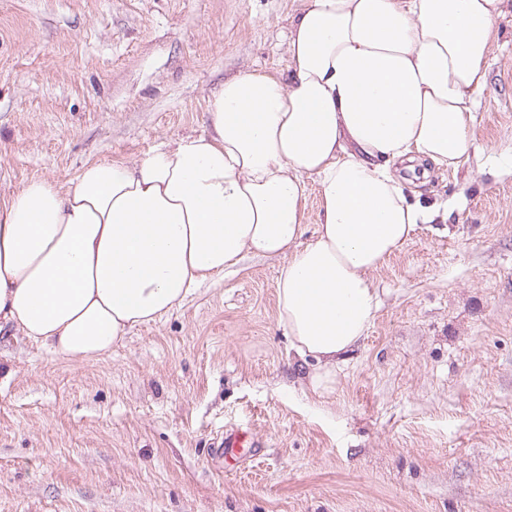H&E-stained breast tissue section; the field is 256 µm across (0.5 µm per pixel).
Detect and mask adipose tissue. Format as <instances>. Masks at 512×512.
I'll return each instance as SVG.
<instances>
[{"label":"adipose tissue","mask_w":512,"mask_h":512,"mask_svg":"<svg viewBox=\"0 0 512 512\" xmlns=\"http://www.w3.org/2000/svg\"><path fill=\"white\" fill-rule=\"evenodd\" d=\"M501 4L307 0L286 73L225 80L209 132L0 205V323L51 356L100 359L246 257H281L278 323L329 389L374 316L368 272L440 214L410 202L394 164L469 158ZM309 183L310 190L306 201L304 224H306L307 227V235L311 236L316 230L317 224H319L320 198L318 195L316 184L313 182Z\"/></svg>","instance_id":"1"}]
</instances>
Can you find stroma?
<instances>
[{
	"mask_svg": "<svg viewBox=\"0 0 512 512\" xmlns=\"http://www.w3.org/2000/svg\"><path fill=\"white\" fill-rule=\"evenodd\" d=\"M305 0H0V203L209 127L226 79L288 68ZM404 179L447 203L369 274L380 307L315 390L248 258L101 361L0 335V512H512V0L474 144ZM242 428L256 460L217 466ZM247 435V431L231 430L226 432L220 442H217L215 448H208L209 456L225 460L232 458L237 462L238 460L245 461L259 455L258 448H261V445H259L255 438L247 440ZM239 448H250L249 456H240Z\"/></svg>",
	"mask_w": 512,
	"mask_h": 512,
	"instance_id": "35a3bbf8",
	"label": "stroma"
}]
</instances>
